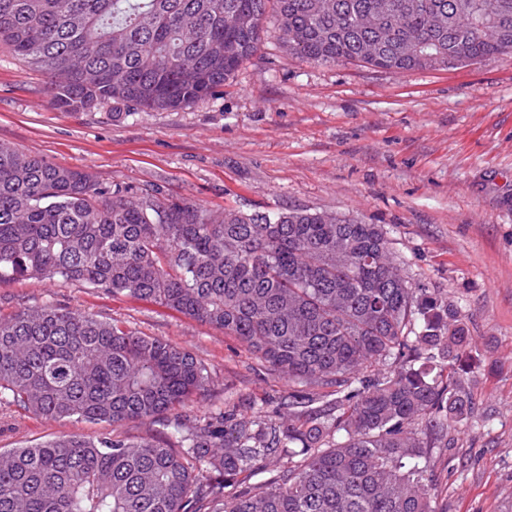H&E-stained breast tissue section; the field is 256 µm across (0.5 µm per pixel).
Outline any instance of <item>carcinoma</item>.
<instances>
[{
    "mask_svg": "<svg viewBox=\"0 0 512 512\" xmlns=\"http://www.w3.org/2000/svg\"><path fill=\"white\" fill-rule=\"evenodd\" d=\"M271 10L308 62L411 72L512 52V0H0V45L60 109L176 110L257 54ZM20 277L190 316L288 389L198 415L212 372L190 351L53 304L0 316V408L103 426L1 452L0 512H440L429 449L473 413L472 338L382 225L106 188L0 142V284Z\"/></svg>",
    "mask_w": 512,
    "mask_h": 512,
    "instance_id": "1",
    "label": "carcinoma"
}]
</instances>
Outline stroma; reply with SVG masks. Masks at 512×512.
<instances>
[{"mask_svg":"<svg viewBox=\"0 0 512 512\" xmlns=\"http://www.w3.org/2000/svg\"><path fill=\"white\" fill-rule=\"evenodd\" d=\"M0 142L90 173L156 186L210 209L311 208L384 225L412 284L470 334L476 408L429 454L446 512H512V56L396 73L287 53L274 25L205 102L66 112L45 75L0 46ZM51 303L126 322L191 351L213 383L194 410L284 389L234 337L160 305L63 280L0 285V314ZM98 426L0 410V448Z\"/></svg>","mask_w":512,"mask_h":512,"instance_id":"35a3bbf8","label":"stroma"}]
</instances>
